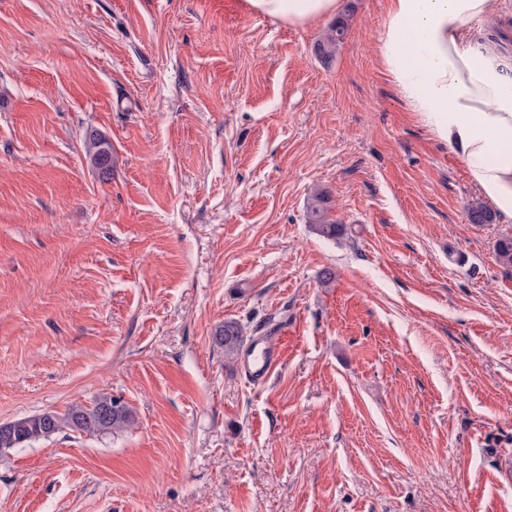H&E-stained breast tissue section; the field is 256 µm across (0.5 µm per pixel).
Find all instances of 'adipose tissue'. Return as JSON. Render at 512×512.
Returning a JSON list of instances; mask_svg holds the SVG:
<instances>
[{
	"mask_svg": "<svg viewBox=\"0 0 512 512\" xmlns=\"http://www.w3.org/2000/svg\"><path fill=\"white\" fill-rule=\"evenodd\" d=\"M291 26L336 14L341 0H245ZM497 0H389L377 40L406 107L463 160L473 184L512 220V71L467 42L465 28Z\"/></svg>",
	"mask_w": 512,
	"mask_h": 512,
	"instance_id": "ef3b65f1",
	"label": "adipose tissue"
}]
</instances>
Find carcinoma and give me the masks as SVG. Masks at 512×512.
Segmentation results:
<instances>
[{
    "label": "carcinoma",
    "instance_id": "1",
    "mask_svg": "<svg viewBox=\"0 0 512 512\" xmlns=\"http://www.w3.org/2000/svg\"><path fill=\"white\" fill-rule=\"evenodd\" d=\"M347 23L338 21L317 44L320 54L328 59L336 51V46L343 39ZM95 152L91 162L105 174L112 169V147L100 137L93 138ZM306 219L311 229L325 239H336L345 234V225L331 218L328 197L325 191L317 190L309 198L306 207ZM219 343L224 347V359L234 360L244 341L245 329L237 321L226 320L217 333ZM132 422L131 411L125 405L108 397L100 398L89 406L76 405L65 414L44 412L28 418L0 423V430H7V436L0 435V453L11 448H19L27 443L48 438L64 428L79 433L106 434L122 430Z\"/></svg>",
    "mask_w": 512,
    "mask_h": 512
}]
</instances>
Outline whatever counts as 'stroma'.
Here are the masks:
<instances>
[{
	"instance_id": "stroma-1",
	"label": "stroma",
	"mask_w": 512,
	"mask_h": 512,
	"mask_svg": "<svg viewBox=\"0 0 512 512\" xmlns=\"http://www.w3.org/2000/svg\"><path fill=\"white\" fill-rule=\"evenodd\" d=\"M388 0L301 28L244 0H0V512H512V220L402 101ZM512 0L467 26L512 66ZM112 144V170L88 160ZM328 192L343 237L305 220ZM334 278L323 283V270ZM279 336L249 383L214 339ZM217 338L224 347V359L232 361L237 357L246 340L245 329L239 322L227 320L217 333ZM132 422L131 411L121 402L104 397L90 407L76 405L65 414L44 412L28 418L0 423V430L7 429V437L0 435V453L26 443L48 438L64 428L79 433L106 434L122 430Z\"/></svg>"
}]
</instances>
